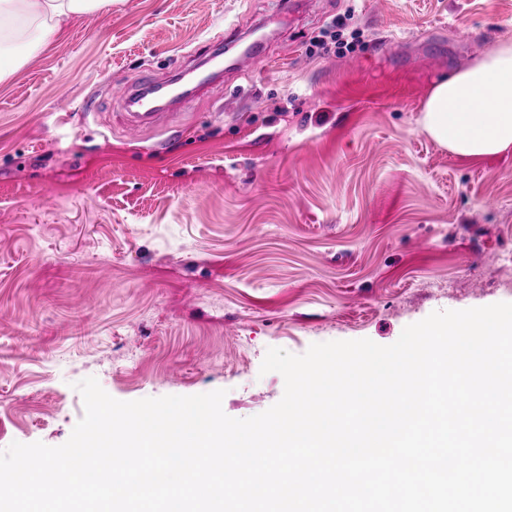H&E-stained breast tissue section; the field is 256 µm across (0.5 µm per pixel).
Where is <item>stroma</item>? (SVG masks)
I'll return each instance as SVG.
<instances>
[{
	"instance_id": "35a3bbf8",
	"label": "stroma",
	"mask_w": 512,
	"mask_h": 512,
	"mask_svg": "<svg viewBox=\"0 0 512 512\" xmlns=\"http://www.w3.org/2000/svg\"><path fill=\"white\" fill-rule=\"evenodd\" d=\"M259 32L261 75L124 137L108 84ZM502 41L512 0H114L39 43L0 81V450L64 444L88 377L121 401L222 389L243 419L283 396L268 348L512 302V151L465 162L419 125Z\"/></svg>"
}]
</instances>
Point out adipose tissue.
Masks as SVG:
<instances>
[{
    "label": "adipose tissue",
    "instance_id": "1",
    "mask_svg": "<svg viewBox=\"0 0 512 512\" xmlns=\"http://www.w3.org/2000/svg\"><path fill=\"white\" fill-rule=\"evenodd\" d=\"M111 9L112 0H0V80L22 61L6 55V48L25 41L30 29L46 40L74 16ZM420 126L464 160L512 150V42L498 43L465 70L437 81Z\"/></svg>",
    "mask_w": 512,
    "mask_h": 512
}]
</instances>
